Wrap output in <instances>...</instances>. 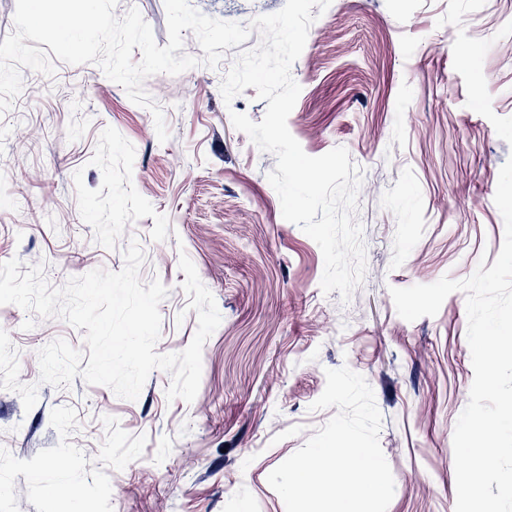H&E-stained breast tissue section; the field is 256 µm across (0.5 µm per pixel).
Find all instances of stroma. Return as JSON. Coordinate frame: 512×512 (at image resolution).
Masks as SVG:
<instances>
[{
	"mask_svg": "<svg viewBox=\"0 0 512 512\" xmlns=\"http://www.w3.org/2000/svg\"><path fill=\"white\" fill-rule=\"evenodd\" d=\"M241 25L285 0H190ZM21 68L0 116V263L43 266L50 286L119 271L141 247L160 280V354L197 329L180 254L222 321L202 350L193 401L153 371L136 400L75 378L41 382L38 352L81 330L0 306V512H285L269 473L334 414L312 410L326 369L348 366L383 415L395 480L388 512H455L453 433L474 372L466 296L408 322L391 288L463 280L504 241L494 203L512 157V0H332L291 74L287 125L303 150L345 147L363 171L357 220L366 273L349 301L324 293L319 246L286 221L273 154L231 123L261 121L255 88L224 103L225 65L157 74L150 110L94 63Z\"/></svg>",
	"mask_w": 512,
	"mask_h": 512,
	"instance_id": "obj_1",
	"label": "stroma"
}]
</instances>
